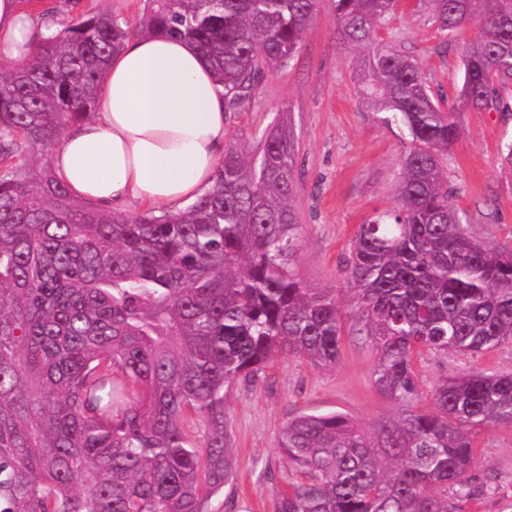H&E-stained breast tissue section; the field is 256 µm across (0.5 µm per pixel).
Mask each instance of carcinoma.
I'll return each instance as SVG.
<instances>
[{"label":"carcinoma","mask_w":512,"mask_h":512,"mask_svg":"<svg viewBox=\"0 0 512 512\" xmlns=\"http://www.w3.org/2000/svg\"><path fill=\"white\" fill-rule=\"evenodd\" d=\"M332 2L338 42L364 52L365 104L409 142L394 205L359 226L346 264L374 385L405 415L372 433L337 411L289 419L281 451L298 480L277 491L274 512H454L448 495L483 494L474 431L512 425V374L447 379L421 413L415 359H474L512 338V251L487 249L448 201L441 157L462 130L418 60L378 38L399 0ZM430 4L441 32L479 29L457 109L496 107L512 86V0ZM316 5L147 0L136 30L97 9L56 22L0 75V512H212L235 470L226 389L278 353L338 363L336 291L296 269L290 122L274 120L253 149H227L211 186L177 212L133 219L82 204L50 163L135 32L193 41L238 112L265 71L294 57Z\"/></svg>","instance_id":"1"}]
</instances>
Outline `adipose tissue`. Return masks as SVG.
<instances>
[{"label":"adipose tissue","instance_id":"ef3b65f1","mask_svg":"<svg viewBox=\"0 0 512 512\" xmlns=\"http://www.w3.org/2000/svg\"><path fill=\"white\" fill-rule=\"evenodd\" d=\"M47 27L0 0V61L28 59ZM97 107L70 125L51 156L71 195L121 211L133 204L174 211L211 184L224 156L228 114L212 67L188 40H128L109 60Z\"/></svg>","mask_w":512,"mask_h":512}]
</instances>
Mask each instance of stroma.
Wrapping results in <instances>:
<instances>
[{
	"label": "stroma",
	"mask_w": 512,
	"mask_h": 512,
	"mask_svg": "<svg viewBox=\"0 0 512 512\" xmlns=\"http://www.w3.org/2000/svg\"><path fill=\"white\" fill-rule=\"evenodd\" d=\"M138 26L145 0H39L40 8L78 15L97 6ZM428 0L399 11L379 30L383 42L416 58L443 106L456 97L459 65L478 36L476 26L455 37L429 20ZM330 0H319L314 18L288 66L265 72L255 97L231 113L227 145L258 140L276 116L290 117L300 137L295 198L303 245L297 268L315 288H340L360 224L394 202L405 133L387 127L362 105L352 79V56L335 38ZM461 141L443 157L451 202L470 232L491 250L512 248V169L500 151L512 142V87L502 90L496 108L459 115ZM376 353L356 319H346L341 357L335 370L319 371L298 358L279 354L252 382L229 388L226 401L236 460L232 483L213 497L216 512H273L275 490L291 468L280 451L282 428L300 413L340 411L365 429L401 414V407L373 384ZM424 397L418 411L432 409L430 392L438 382L467 372H512V339L476 360L456 354L427 353L417 362ZM480 472L493 475L482 496L457 501V512H512V426L477 429Z\"/></svg>",
	"instance_id": "1"
}]
</instances>
